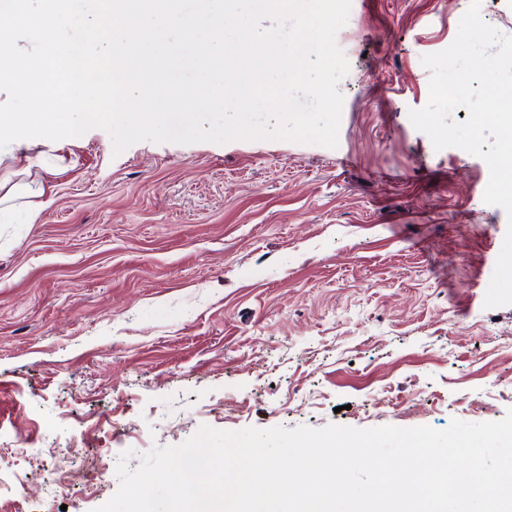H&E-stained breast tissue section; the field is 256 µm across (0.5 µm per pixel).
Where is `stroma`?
Returning <instances> with one entry per match:
<instances>
[{"mask_svg": "<svg viewBox=\"0 0 512 512\" xmlns=\"http://www.w3.org/2000/svg\"><path fill=\"white\" fill-rule=\"evenodd\" d=\"M470 0H352L337 148L0 149V512H95L200 426L446 428L512 408L485 161L409 112ZM37 216H30V209ZM65 481V490L49 480Z\"/></svg>", "mask_w": 512, "mask_h": 512, "instance_id": "1", "label": "stroma"}]
</instances>
